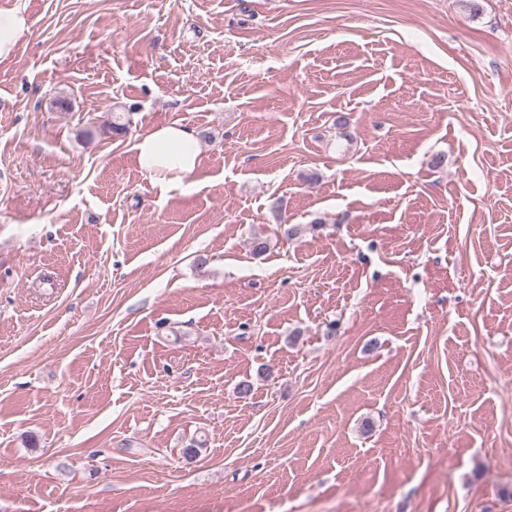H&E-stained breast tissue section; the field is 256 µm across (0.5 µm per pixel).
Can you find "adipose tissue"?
Masks as SVG:
<instances>
[{"instance_id":"1","label":"adipose tissue","mask_w":512,"mask_h":512,"mask_svg":"<svg viewBox=\"0 0 512 512\" xmlns=\"http://www.w3.org/2000/svg\"><path fill=\"white\" fill-rule=\"evenodd\" d=\"M133 149L140 169L163 188L183 182L199 164L197 132L177 121L139 135Z\"/></svg>"}]
</instances>
